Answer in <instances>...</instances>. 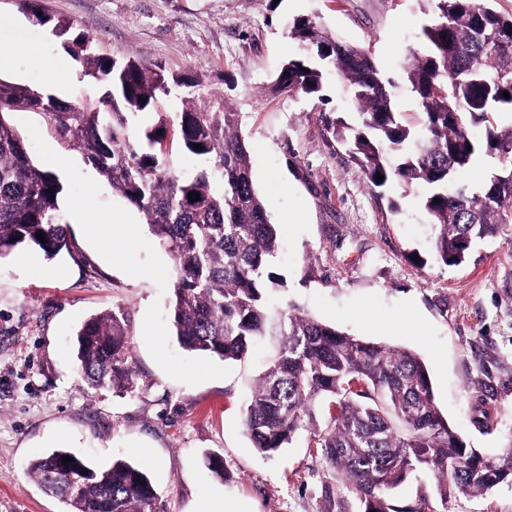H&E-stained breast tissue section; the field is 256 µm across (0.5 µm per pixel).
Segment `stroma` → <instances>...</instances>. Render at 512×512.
Listing matches in <instances>:
<instances>
[{
  "instance_id": "35a3bbf8",
  "label": "stroma",
  "mask_w": 512,
  "mask_h": 512,
  "mask_svg": "<svg viewBox=\"0 0 512 512\" xmlns=\"http://www.w3.org/2000/svg\"><path fill=\"white\" fill-rule=\"evenodd\" d=\"M43 16L69 19L93 35L100 54L147 60L183 79L162 104L187 92L214 108L238 112L256 187L281 227L273 261L281 277L271 301L366 340L412 350L432 380L435 402L453 429L485 457L512 439V223L472 244L465 261L447 266L415 193L375 188L324 115L356 119L342 84L322 96L273 89L297 51L287 35L309 16L333 35L369 48L391 79L407 121L416 106L403 78L410 48L422 45L428 0H36ZM0 18L22 28L0 79L45 89L62 99L92 94L81 65L14 0ZM35 162L56 168L64 187L68 250L46 259L30 247L0 259V512H63L28 469L57 448L102 467L124 459L142 465L159 512H326V484H342L307 434L270 457L256 453L243 410L269 357L258 344L241 362L183 350L169 302L173 261L140 212L113 192L83 153L59 139L48 116L9 113ZM300 212V224L285 223ZM122 216L136 240L114 234L103 244L84 215ZM120 312L128 320L134 386L90 391L79 376L76 333L90 316ZM486 395L494 426L477 429L473 398ZM220 457L222 480L206 465ZM433 512H512V482L481 495L455 494Z\"/></svg>"
}]
</instances>
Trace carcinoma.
Listing matches in <instances>:
<instances>
[{"mask_svg":"<svg viewBox=\"0 0 512 512\" xmlns=\"http://www.w3.org/2000/svg\"><path fill=\"white\" fill-rule=\"evenodd\" d=\"M432 2L425 44L409 51L404 66L418 124L398 112L392 82L367 49L324 31L309 17L294 19L288 35L316 47V57L289 58L275 85L314 95L331 75L339 77L353 95L360 122L328 116V132L364 168L371 186L401 182L417 189L437 228L436 255L457 266L466 259L467 242L493 237L501 225L512 223V122L501 118L512 115V15L498 12L489 0ZM70 29L65 21L54 24L82 64L83 77L101 88L98 98L65 101L0 79V258L30 246L51 260L67 247L60 215L64 185L35 163L25 139L4 117L40 110L113 192L143 214L150 233L171 255L170 315L182 348L240 361L259 341L273 345L243 418L259 454L270 457L298 432H308V447L346 476L348 491L364 512H432L424 494L407 503L391 496L418 471L431 476L444 502L512 479V440L492 459L470 446L438 409L417 354L338 331L293 306L270 305L267 284L281 282L271 271L279 229L255 187L239 113L226 106L216 112L185 97L169 118L158 111V100L179 84L177 78L150 62H114L94 51L89 34L68 37ZM132 113H156L158 120L134 138ZM477 126L484 128L480 139L471 133ZM170 134L207 167L174 173ZM482 156L496 161L497 181L475 189L460 183L459 175ZM378 173L384 176L379 182ZM190 192L199 193V200L189 201ZM127 336L121 313L84 322L76 335V360L87 389H132ZM473 413L477 428L492 427L484 401ZM65 456L72 461H63ZM29 473L66 512H157L149 477L123 459L95 468L56 449L33 461Z\"/></svg>","mask_w":512,"mask_h":512,"instance_id":"cac0c4a2","label":"carcinoma"}]
</instances>
